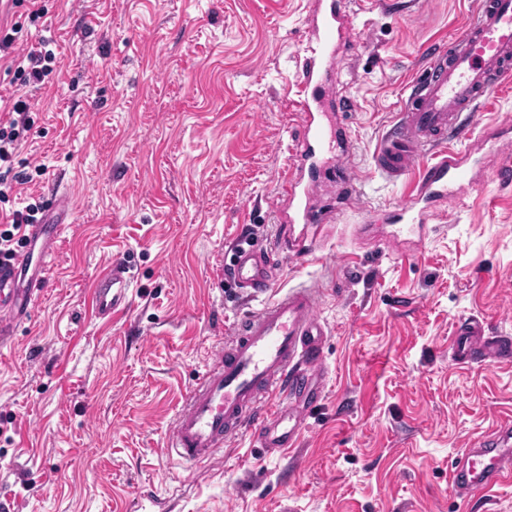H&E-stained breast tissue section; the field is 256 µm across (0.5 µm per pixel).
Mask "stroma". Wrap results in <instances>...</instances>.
Instances as JSON below:
<instances>
[{"label": "stroma", "instance_id": "35a3bbf8", "mask_svg": "<svg viewBox=\"0 0 512 512\" xmlns=\"http://www.w3.org/2000/svg\"><path fill=\"white\" fill-rule=\"evenodd\" d=\"M477 0H347L336 59L338 147L352 197L326 188L325 239L284 264L277 291L309 286L324 325L319 401L297 448L249 438L192 468L164 438L187 391L246 313L227 249L288 234L283 173L299 153L294 107L314 0H39L57 73L33 97L10 207L65 191L73 212L31 318L0 345V504L10 512H512V481L463 500L448 471L512 423V363L451 358L458 320L512 336V187L502 153L475 145L463 198L421 236L386 239L401 179L374 154L431 46ZM134 304L98 318L113 259Z\"/></svg>", "mask_w": 512, "mask_h": 512}]
</instances>
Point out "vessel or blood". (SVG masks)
I'll use <instances>...</instances> for the list:
<instances>
[{
    "label": "vessel or blood",
    "instance_id": "b4317fda",
    "mask_svg": "<svg viewBox=\"0 0 512 512\" xmlns=\"http://www.w3.org/2000/svg\"><path fill=\"white\" fill-rule=\"evenodd\" d=\"M318 21L312 31L315 55L298 100L302 116L299 141L303 150L286 174L293 223L312 227L321 238L309 206L317 180L316 156L334 154L336 131L327 98L338 75L334 69L336 38L346 15L342 0H318ZM512 80V0H479L462 33L450 45H437L413 76L398 121L382 140L378 170L397 178L413 159L430 149L433 161L416 192L397 202L389 217L401 226L420 224L432 216L437 202L460 197L472 174L470 144L478 125L479 104ZM41 223L28 225L26 244L0 256V340H7L29 320L45 287L56 247L72 212L64 193L44 204ZM285 254L280 246L265 249L236 246L231 272L246 298L258 309L238 323L236 337L221 347L215 362L187 394L164 443L167 456L198 463L213 457L225 442L250 435L278 451L296 445L303 425L293 403L306 390L322 362L325 329L315 314L310 289L286 291L274 300L266 295ZM133 278L121 260L102 272L93 291L98 317L128 308ZM452 357L461 364L511 362L512 338L489 335L483 322L468 316L455 327ZM479 463L463 462L450 471V486L467 496L512 480V426L503 425L480 442Z\"/></svg>",
    "mask_w": 512,
    "mask_h": 512
}]
</instances>
